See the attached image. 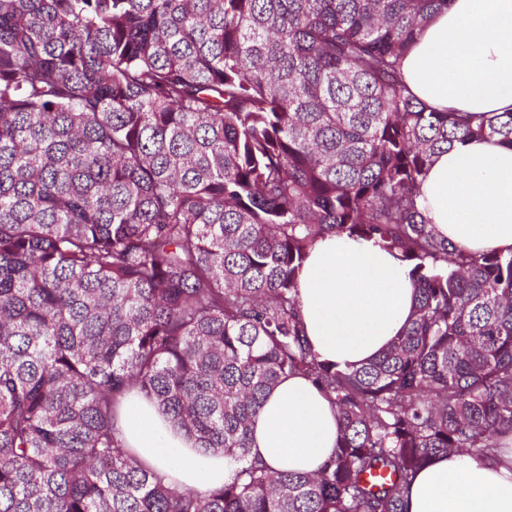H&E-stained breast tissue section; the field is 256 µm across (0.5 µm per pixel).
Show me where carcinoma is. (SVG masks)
Masks as SVG:
<instances>
[{
  "label": "carcinoma",
  "instance_id": "cac0c4a2",
  "mask_svg": "<svg viewBox=\"0 0 512 512\" xmlns=\"http://www.w3.org/2000/svg\"><path fill=\"white\" fill-rule=\"evenodd\" d=\"M448 0H0V512H404L441 454L512 440V253L437 237L432 158L512 147V112H437L402 61ZM413 265L408 325L319 360L298 278L328 234ZM303 375L341 423L313 474L250 457ZM154 401L220 488L125 447Z\"/></svg>",
  "mask_w": 512,
  "mask_h": 512
}]
</instances>
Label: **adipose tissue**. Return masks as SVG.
Segmentation results:
<instances>
[{"label": "adipose tissue", "mask_w": 512, "mask_h": 512, "mask_svg": "<svg viewBox=\"0 0 512 512\" xmlns=\"http://www.w3.org/2000/svg\"><path fill=\"white\" fill-rule=\"evenodd\" d=\"M410 91L438 112H512V0H449L402 64ZM438 236L474 254L512 252V147L467 139L435 157L421 188ZM412 266L375 242L318 241L299 279L305 333L320 359L352 368L379 355L413 307ZM127 447L182 489L230 479L223 454L195 447L158 406L134 393L119 410ZM336 415L306 378L283 379L257 417L251 456L312 473L331 456ZM406 512H512V449L434 459L413 481Z\"/></svg>", "instance_id": "obj_1"}]
</instances>
